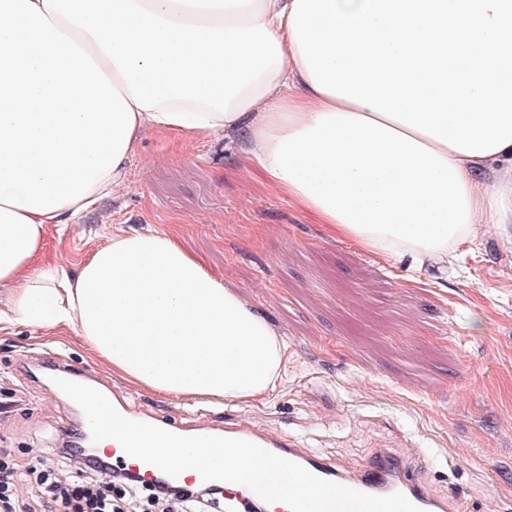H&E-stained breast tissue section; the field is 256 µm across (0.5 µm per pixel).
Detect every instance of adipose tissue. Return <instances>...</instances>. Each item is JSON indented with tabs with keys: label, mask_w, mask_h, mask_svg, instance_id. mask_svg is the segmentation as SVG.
Here are the masks:
<instances>
[{
	"label": "adipose tissue",
	"mask_w": 512,
	"mask_h": 512,
	"mask_svg": "<svg viewBox=\"0 0 512 512\" xmlns=\"http://www.w3.org/2000/svg\"><path fill=\"white\" fill-rule=\"evenodd\" d=\"M293 0H0V333L67 329L128 383L214 404L273 395L288 347L177 235L118 233L42 264L51 225L122 187L144 132L237 142L247 171L332 237L438 267L512 243V144L468 156L317 91ZM142 473L207 458L100 440Z\"/></svg>",
	"instance_id": "adipose-tissue-1"
}]
</instances>
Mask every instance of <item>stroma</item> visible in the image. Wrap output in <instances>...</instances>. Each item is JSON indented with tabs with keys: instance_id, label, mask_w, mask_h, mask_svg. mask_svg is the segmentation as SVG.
Returning <instances> with one entry per match:
<instances>
[{
	"instance_id": "obj_1",
	"label": "stroma",
	"mask_w": 512,
	"mask_h": 512,
	"mask_svg": "<svg viewBox=\"0 0 512 512\" xmlns=\"http://www.w3.org/2000/svg\"><path fill=\"white\" fill-rule=\"evenodd\" d=\"M116 228L178 235L282 335L287 374L268 399L212 406L143 391L66 333H0V458L16 470L13 512H49L39 470L105 478L62 451L80 436L82 411L53 383L60 367L177 429L247 426L348 468L387 447L458 512H512V244L462 246L448 257L446 287L432 288L428 271L328 236L252 179L234 143L153 133L118 197L51 226L45 258L76 265Z\"/></svg>"
}]
</instances>
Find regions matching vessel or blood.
Returning <instances> with one entry per match:
<instances>
[{
	"instance_id": "1",
	"label": "vessel or blood",
	"mask_w": 512,
	"mask_h": 512,
	"mask_svg": "<svg viewBox=\"0 0 512 512\" xmlns=\"http://www.w3.org/2000/svg\"><path fill=\"white\" fill-rule=\"evenodd\" d=\"M230 436L252 442L303 466L320 478L363 493L387 496L400 492L422 512H455L456 509L452 497L433 493L400 456L385 448L378 449L362 470L350 471L307 454L287 439L268 437L249 429L231 431ZM225 509L226 512H291L286 503H278L277 507L272 508L255 493H243L231 488L225 494Z\"/></svg>"
}]
</instances>
